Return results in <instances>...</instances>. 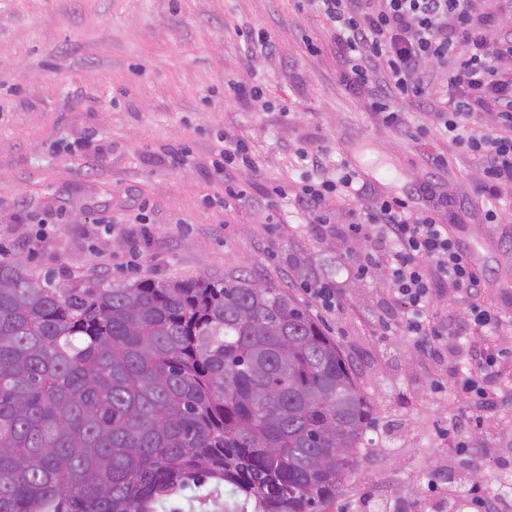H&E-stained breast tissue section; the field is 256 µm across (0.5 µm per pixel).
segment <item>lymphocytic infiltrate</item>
<instances>
[{
	"instance_id": "obj_1",
	"label": "lymphocytic infiltrate",
	"mask_w": 512,
	"mask_h": 512,
	"mask_svg": "<svg viewBox=\"0 0 512 512\" xmlns=\"http://www.w3.org/2000/svg\"><path fill=\"white\" fill-rule=\"evenodd\" d=\"M508 0H316L330 22L328 35L343 64L341 80L350 91L368 90L369 107L387 124L399 127L403 113L391 101L430 108L436 69L448 73L446 110L434 112L440 134L480 163L481 194L512 195V8ZM495 111L496 126L474 128L476 114ZM357 201L365 221L346 225V237L359 245L350 269L360 278H386L401 315L398 328L415 350L441 363L455 342L462 369L454 381L478 418L496 400L512 396V384L489 386L501 372L505 351L486 334L501 324L502 313L484 306L483 280L464 243L442 224V212L457 208L438 193L436 182L423 185L421 204L381 197L360 182L355 171L337 180L307 181L293 195L297 205L320 218L331 196ZM465 304L461 322L435 323L431 311L442 295Z\"/></svg>"
}]
</instances>
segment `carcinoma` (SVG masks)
<instances>
[{"label":"carcinoma","instance_id":"carcinoma-1","mask_svg":"<svg viewBox=\"0 0 512 512\" xmlns=\"http://www.w3.org/2000/svg\"><path fill=\"white\" fill-rule=\"evenodd\" d=\"M371 426L336 340L274 283L67 288L0 261V512H156L222 486L238 512H323Z\"/></svg>","mask_w":512,"mask_h":512}]
</instances>
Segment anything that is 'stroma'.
I'll use <instances>...</instances> for the list:
<instances>
[{
  "mask_svg": "<svg viewBox=\"0 0 512 512\" xmlns=\"http://www.w3.org/2000/svg\"><path fill=\"white\" fill-rule=\"evenodd\" d=\"M329 23L312 0H0V248L58 285L94 279L168 282L240 269L285 288L336 339L357 371L375 426L355 474L326 512H429L427 486L449 468L498 475L512 461V404H499L498 436L472 429L471 453L452 456L443 436L467 408L452 388L431 389L432 370L397 321L385 280L346 270L349 201L332 199L322 223L294 205L308 178L357 171L381 196L406 197L428 181L465 201L448 230L470 249L484 299L512 316V212L488 224L472 156L436 135L411 134L430 114L404 104L385 125L366 94L349 92ZM269 33L268 59L246 32ZM316 39V54L304 38ZM260 81L261 99L232 85ZM242 138L259 165L246 195L228 198L214 161L225 135ZM320 154L312 167L303 152ZM446 160L434 169L430 155ZM289 198L260 208L272 188ZM57 216L50 232L32 215ZM334 278L341 303L327 310L299 277Z\"/></svg>",
  "mask_w": 512,
  "mask_h": 512,
  "instance_id": "obj_1",
  "label": "stroma"
}]
</instances>
